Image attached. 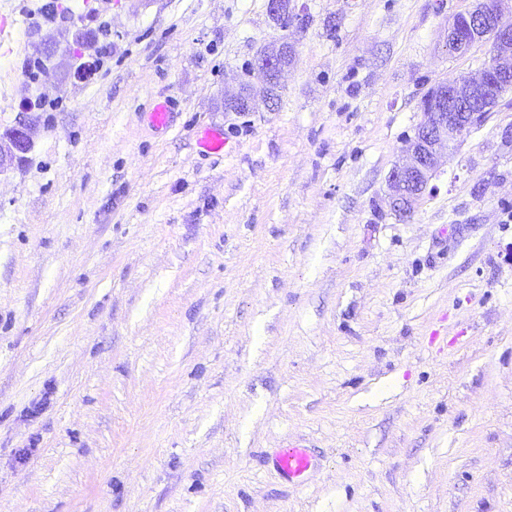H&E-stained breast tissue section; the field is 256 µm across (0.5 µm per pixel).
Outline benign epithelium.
<instances>
[{
  "mask_svg": "<svg viewBox=\"0 0 512 512\" xmlns=\"http://www.w3.org/2000/svg\"><path fill=\"white\" fill-rule=\"evenodd\" d=\"M270 20L281 26L282 21L295 15L292 0H268ZM491 41L489 55L492 65L481 67L463 80H452L435 89L433 97H424L422 119L407 138L402 157L388 176V199L398 214L408 215L427 192L431 180L442 165L443 147L451 144L471 129L480 126L485 112H470L478 103L487 108L497 100L501 87L512 83V0H478L466 11L448 22V52L464 55L473 47ZM295 54L294 44L283 38L260 50L252 64V74L261 79L240 85V92L224 99V111L235 112L242 104L250 112L259 105L269 106L268 89L278 82ZM33 145L32 127L20 124L5 136H0V173L23 160Z\"/></svg>",
  "mask_w": 512,
  "mask_h": 512,
  "instance_id": "obj_1",
  "label": "benign epithelium"
}]
</instances>
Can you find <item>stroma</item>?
<instances>
[{"label":"stroma","mask_w":512,"mask_h":512,"mask_svg":"<svg viewBox=\"0 0 512 512\" xmlns=\"http://www.w3.org/2000/svg\"><path fill=\"white\" fill-rule=\"evenodd\" d=\"M297 3L285 32L267 0H0V135L33 126L0 174V512H512V92L398 216L424 94L487 60L446 48L472 0ZM284 36L275 111H225ZM292 442L301 485L266 461ZM197 149L204 154L224 152V131L217 128H205L196 141Z\"/></svg>","instance_id":"obj_1"}]
</instances>
